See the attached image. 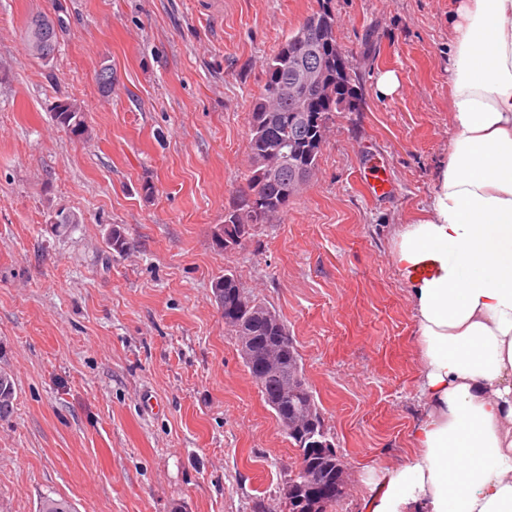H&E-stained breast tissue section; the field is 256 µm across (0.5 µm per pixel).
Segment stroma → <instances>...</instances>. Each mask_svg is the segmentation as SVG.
Wrapping results in <instances>:
<instances>
[{
  "instance_id": "1",
  "label": "stroma",
  "mask_w": 512,
  "mask_h": 512,
  "mask_svg": "<svg viewBox=\"0 0 512 512\" xmlns=\"http://www.w3.org/2000/svg\"><path fill=\"white\" fill-rule=\"evenodd\" d=\"M318 8L0 0V371L15 387L0 512H37L47 496L76 512H251L258 498L278 512L295 451L224 325L213 286L227 274L295 340L350 471L339 512H369L411 454L421 362L392 236L428 205L456 134L453 0H331L357 109L334 114L283 214L235 249L220 242L247 186L265 60ZM38 14L60 22L47 62L26 43ZM64 99L84 106L88 138L55 122ZM373 153L394 187L377 199L361 184Z\"/></svg>"
}]
</instances>
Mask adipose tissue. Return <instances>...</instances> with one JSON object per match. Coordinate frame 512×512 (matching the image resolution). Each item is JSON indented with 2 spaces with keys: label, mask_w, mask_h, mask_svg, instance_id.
<instances>
[{
  "label": "adipose tissue",
  "mask_w": 512,
  "mask_h": 512,
  "mask_svg": "<svg viewBox=\"0 0 512 512\" xmlns=\"http://www.w3.org/2000/svg\"><path fill=\"white\" fill-rule=\"evenodd\" d=\"M448 82L457 134L392 242L423 415L371 512H512V0H455Z\"/></svg>",
  "instance_id": "1"
}]
</instances>
